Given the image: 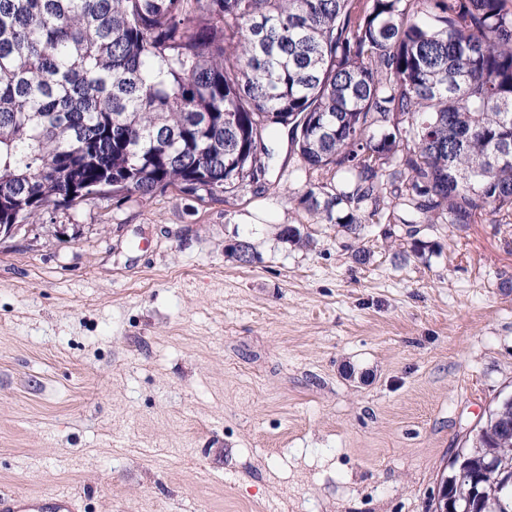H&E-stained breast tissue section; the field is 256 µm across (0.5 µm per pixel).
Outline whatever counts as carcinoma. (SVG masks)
<instances>
[{"label":"carcinoma","mask_w":512,"mask_h":512,"mask_svg":"<svg viewBox=\"0 0 512 512\" xmlns=\"http://www.w3.org/2000/svg\"><path fill=\"white\" fill-rule=\"evenodd\" d=\"M0 0V226L103 185L235 197L274 133L331 191L416 224H512V0ZM325 196L319 201V196ZM482 448H512V405Z\"/></svg>","instance_id":"carcinoma-1"}]
</instances>
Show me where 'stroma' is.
<instances>
[{
    "instance_id": "35a3bbf8",
    "label": "stroma",
    "mask_w": 512,
    "mask_h": 512,
    "mask_svg": "<svg viewBox=\"0 0 512 512\" xmlns=\"http://www.w3.org/2000/svg\"><path fill=\"white\" fill-rule=\"evenodd\" d=\"M276 148L256 194L51 205L0 235V491L80 512H432L512 395V224H424L416 252L389 204L356 241L298 202L335 169L287 132Z\"/></svg>"
}]
</instances>
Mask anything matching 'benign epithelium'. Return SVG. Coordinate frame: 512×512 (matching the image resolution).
<instances>
[{"label": "benign epithelium", "mask_w": 512, "mask_h": 512, "mask_svg": "<svg viewBox=\"0 0 512 512\" xmlns=\"http://www.w3.org/2000/svg\"><path fill=\"white\" fill-rule=\"evenodd\" d=\"M480 455L486 458L484 475L489 480L475 479V472L469 469V458ZM448 472L458 481H470L472 494L463 498L448 497V479L440 480L434 497V512H474V498L494 489L512 487V457L486 448H460L448 462Z\"/></svg>", "instance_id": "benign-epithelium-1"}]
</instances>
